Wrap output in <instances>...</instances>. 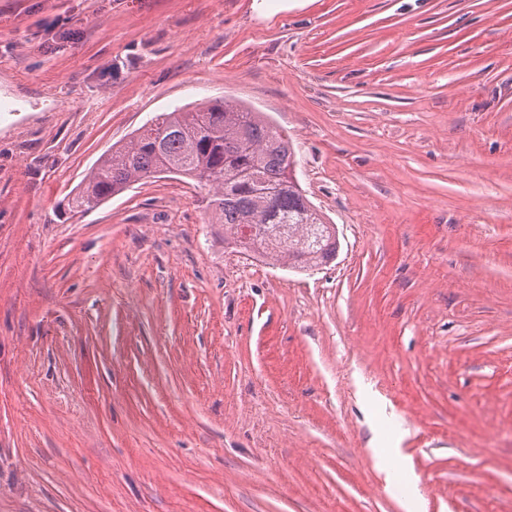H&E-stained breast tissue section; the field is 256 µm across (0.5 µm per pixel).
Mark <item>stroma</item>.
Wrapping results in <instances>:
<instances>
[{"mask_svg":"<svg viewBox=\"0 0 512 512\" xmlns=\"http://www.w3.org/2000/svg\"><path fill=\"white\" fill-rule=\"evenodd\" d=\"M252 3L0 0V512H512V0ZM206 98L285 130L334 261L175 175L74 208Z\"/></svg>","mask_w":512,"mask_h":512,"instance_id":"stroma-1","label":"stroma"}]
</instances>
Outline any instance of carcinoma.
Returning a JSON list of instances; mask_svg holds the SVG:
<instances>
[{
    "label": "carcinoma",
    "instance_id": "obj_1",
    "mask_svg": "<svg viewBox=\"0 0 512 512\" xmlns=\"http://www.w3.org/2000/svg\"><path fill=\"white\" fill-rule=\"evenodd\" d=\"M290 142L263 112L209 99L164 112L128 142L107 150L73 198L84 210L158 173L208 189L211 223L224 242L291 269L334 259V225L293 176Z\"/></svg>",
    "mask_w": 512,
    "mask_h": 512
}]
</instances>
